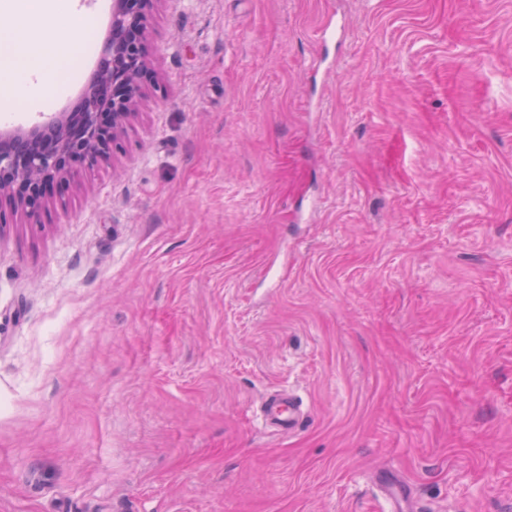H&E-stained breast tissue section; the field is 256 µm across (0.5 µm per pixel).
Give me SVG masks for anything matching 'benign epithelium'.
I'll use <instances>...</instances> for the list:
<instances>
[{
  "label": "benign epithelium",
  "instance_id": "1",
  "mask_svg": "<svg viewBox=\"0 0 512 512\" xmlns=\"http://www.w3.org/2000/svg\"><path fill=\"white\" fill-rule=\"evenodd\" d=\"M157 0H112V39L73 109L35 123L24 137L0 134V207L22 209L38 222L47 196L109 161L155 78L148 58L147 22Z\"/></svg>",
  "mask_w": 512,
  "mask_h": 512
}]
</instances>
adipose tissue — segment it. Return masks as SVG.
<instances>
[{"label": "adipose tissue", "mask_w": 512, "mask_h": 512, "mask_svg": "<svg viewBox=\"0 0 512 512\" xmlns=\"http://www.w3.org/2000/svg\"><path fill=\"white\" fill-rule=\"evenodd\" d=\"M83 21L72 0H0V112L41 106L65 89Z\"/></svg>", "instance_id": "obj_1"}]
</instances>
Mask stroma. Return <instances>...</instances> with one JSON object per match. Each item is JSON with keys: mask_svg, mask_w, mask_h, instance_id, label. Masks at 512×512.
<instances>
[{"mask_svg": "<svg viewBox=\"0 0 512 512\" xmlns=\"http://www.w3.org/2000/svg\"><path fill=\"white\" fill-rule=\"evenodd\" d=\"M147 51L0 211V512H512V0H157ZM263 416L265 424L276 430L291 431L300 422L299 418L293 414L290 404L284 403L276 397L267 400Z\"/></svg>", "mask_w": 512, "mask_h": 512, "instance_id": "obj_1", "label": "stroma"}]
</instances>
